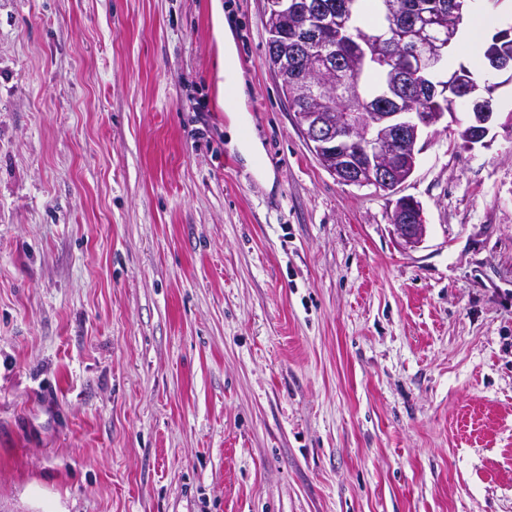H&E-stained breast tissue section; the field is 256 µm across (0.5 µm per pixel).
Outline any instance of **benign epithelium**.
I'll return each mask as SVG.
<instances>
[{"label":"benign epithelium","mask_w":512,"mask_h":512,"mask_svg":"<svg viewBox=\"0 0 512 512\" xmlns=\"http://www.w3.org/2000/svg\"><path fill=\"white\" fill-rule=\"evenodd\" d=\"M435 15L439 20L448 19L445 40L425 37L409 39L398 37L388 42V32H374L366 39L375 52L387 48L391 64V94L382 96V106L388 112L357 113L333 116L310 110L297 113L301 134L320 164L342 184L348 186H373L379 190L395 192L413 173L418 150L416 144L422 130L442 122L448 115V95L459 92L465 84L466 102L470 117L462 139L468 144L483 141L490 132L493 118L492 98L477 91L466 79L448 80L441 74L440 64L448 60V46L454 43L461 0H435ZM389 15L398 32L415 28V12L401 6L399 0L387 2ZM268 17L281 23L274 30L273 50L276 58L274 70L290 96L306 93L319 103V93L324 85L316 77L323 66L315 63L306 74L301 87L288 85V40L305 45L311 53L332 48L324 35L336 31V39L349 43L347 25L340 22L343 10L331 13L318 3L300 0H265ZM489 68L495 72L512 73V33L496 37L489 53ZM414 72L416 82L409 86L401 82L406 72ZM393 235L402 247L414 249L425 240L420 203L410 197L396 201L391 214Z\"/></svg>","instance_id":"7a95c632"}]
</instances>
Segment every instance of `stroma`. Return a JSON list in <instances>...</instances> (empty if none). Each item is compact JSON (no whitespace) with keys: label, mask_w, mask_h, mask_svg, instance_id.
Wrapping results in <instances>:
<instances>
[{"label":"stroma","mask_w":512,"mask_h":512,"mask_svg":"<svg viewBox=\"0 0 512 512\" xmlns=\"http://www.w3.org/2000/svg\"><path fill=\"white\" fill-rule=\"evenodd\" d=\"M267 40L264 0H0V512H512V82L454 44L497 123L391 195ZM393 235L402 247L414 249L425 240L427 225L424 224L420 203L410 197H401L396 201L391 214Z\"/></svg>","instance_id":"1"}]
</instances>
